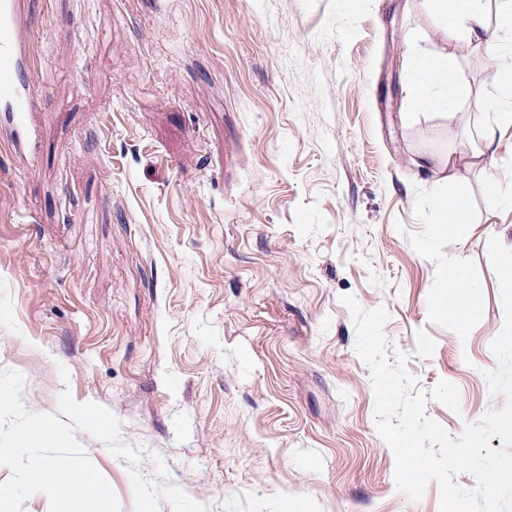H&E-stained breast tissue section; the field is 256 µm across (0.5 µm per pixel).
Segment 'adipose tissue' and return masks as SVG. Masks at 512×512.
<instances>
[{"instance_id":"ef3b65f1","label":"adipose tissue","mask_w":512,"mask_h":512,"mask_svg":"<svg viewBox=\"0 0 512 512\" xmlns=\"http://www.w3.org/2000/svg\"><path fill=\"white\" fill-rule=\"evenodd\" d=\"M488 0H424L426 10L442 24L449 37L463 39L484 54L491 76V88L485 94L489 110L495 114L498 126H512V39L492 42L482 37L483 17ZM470 93L461 81L453 54L431 58L414 53L409 69V98L418 109L449 110ZM449 278L458 286L456 294L438 303V311L453 318L460 326L473 319L470 303L473 293L461 265H454Z\"/></svg>"}]
</instances>
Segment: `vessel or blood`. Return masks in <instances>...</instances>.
<instances>
[{
    "label": "vessel or blood",
    "mask_w": 512,
    "mask_h": 512,
    "mask_svg": "<svg viewBox=\"0 0 512 512\" xmlns=\"http://www.w3.org/2000/svg\"><path fill=\"white\" fill-rule=\"evenodd\" d=\"M29 28L21 0H0V129H9L16 148L31 153L37 139L32 116L40 101L31 83Z\"/></svg>",
    "instance_id": "vessel-or-blood-1"
}]
</instances>
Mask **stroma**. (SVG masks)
<instances>
[{"label":"stroma","instance_id":"stroma-1","mask_svg":"<svg viewBox=\"0 0 512 512\" xmlns=\"http://www.w3.org/2000/svg\"><path fill=\"white\" fill-rule=\"evenodd\" d=\"M29 9L38 149L0 133V370L24 375L26 408L58 414L67 390L109 410L207 512H440L437 481L417 500L396 486L340 298L388 309L387 353L451 436L504 406L483 373L512 128L484 108L482 55L423 0ZM417 51L453 53L470 96L412 109ZM479 125L489 166L451 176ZM461 184L472 223L435 229L434 197ZM455 262L478 286L464 331L434 309ZM75 436L135 512L128 462Z\"/></svg>","mask_w":512,"mask_h":512}]
</instances>
